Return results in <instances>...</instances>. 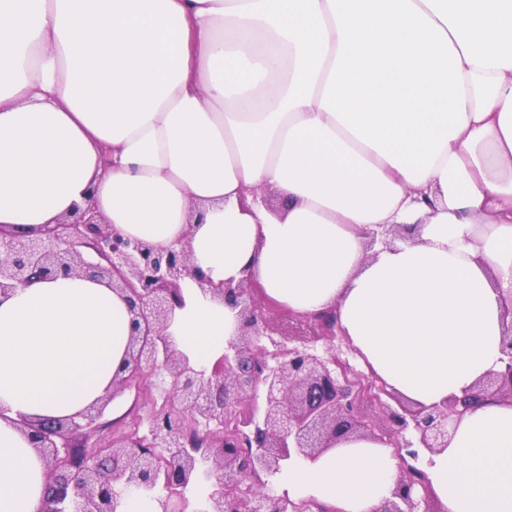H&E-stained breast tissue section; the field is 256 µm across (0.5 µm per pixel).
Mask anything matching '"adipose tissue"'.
<instances>
[{
  "mask_svg": "<svg viewBox=\"0 0 512 512\" xmlns=\"http://www.w3.org/2000/svg\"><path fill=\"white\" fill-rule=\"evenodd\" d=\"M283 202L280 213L266 193ZM92 198L113 231L183 248L212 288L334 311L413 407L499 370L512 309V0H0V230ZM403 240L367 250L369 229ZM170 329L210 369L235 310L194 282ZM125 301L88 275L0 300V512H42L21 419L110 393ZM418 467L444 512H512V403L452 424ZM393 448L340 440L277 477L289 497L382 512Z\"/></svg>",
  "mask_w": 512,
  "mask_h": 512,
  "instance_id": "1",
  "label": "adipose tissue"
}]
</instances>
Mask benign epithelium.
I'll list each match as a JSON object with an SVG mask.
<instances>
[{"instance_id":"1","label":"benign epithelium","mask_w":512,"mask_h":512,"mask_svg":"<svg viewBox=\"0 0 512 512\" xmlns=\"http://www.w3.org/2000/svg\"><path fill=\"white\" fill-rule=\"evenodd\" d=\"M88 273L106 281L132 315L124 375L113 381L112 393L144 387L163 400L147 415L145 431L136 423L112 438L106 466L79 439L92 428L91 411L64 421H22L44 461L45 512H120L122 489L160 491L161 512H171V501L199 483L209 485L204 512H336L308 499L262 494L244 501L233 490L261 484V475L280 472L294 457L314 460L342 439L365 435L387 439L401 460L385 512H419L413 491L427 488L413 465L419 449L448 447L452 417L461 411L489 398L512 401V326L503 338L501 371L460 399L396 409L384 400L390 396L384 387L349 379L335 352L312 346L337 336L329 312L293 313L286 342L273 353L260 346L268 322L257 313L248 277L212 289L237 310L239 329L210 371L196 369L172 347L168 329L184 306L182 283L189 278L202 288L206 277L185 249L124 238L90 205L74 207L36 238L0 233V298L36 277ZM257 389L264 396L259 415L241 407L243 395Z\"/></svg>"}]
</instances>
